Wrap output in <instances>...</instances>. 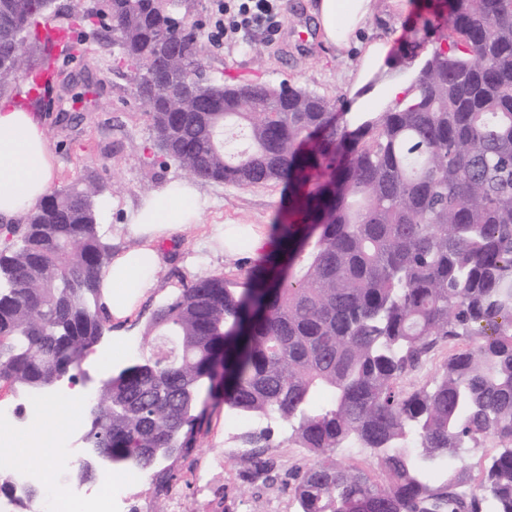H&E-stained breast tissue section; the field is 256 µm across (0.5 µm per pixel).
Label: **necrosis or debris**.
<instances>
[{"mask_svg": "<svg viewBox=\"0 0 512 512\" xmlns=\"http://www.w3.org/2000/svg\"><path fill=\"white\" fill-rule=\"evenodd\" d=\"M185 485L158 484L155 479L139 472L115 474L96 484H62L59 475L27 467L17 468L13 474V494L0 498V512H15L17 496L26 493L30 485L46 487V512H149L155 496H165L169 512H183V487H190L205 507V512H224V488L228 478L224 472L223 457L195 461L186 467Z\"/></svg>", "mask_w": 512, "mask_h": 512, "instance_id": "obj_1", "label": "necrosis or debris"}]
</instances>
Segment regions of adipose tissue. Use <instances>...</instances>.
Masks as SVG:
<instances>
[{
	"label": "adipose tissue",
	"mask_w": 512,
	"mask_h": 512,
	"mask_svg": "<svg viewBox=\"0 0 512 512\" xmlns=\"http://www.w3.org/2000/svg\"><path fill=\"white\" fill-rule=\"evenodd\" d=\"M376 11L377 0H316L313 9L324 42L339 50L356 41ZM392 43L386 37L360 45L361 66L350 80L351 111H363L368 100L386 106L408 90V81L389 75L396 64ZM53 179L44 130L29 113L0 103V222L24 216L49 194ZM205 206L196 180L179 179L155 189L128 212L126 230L136 244L115 253L100 279L102 299L115 320L128 318L157 287L164 244L183 225L198 223Z\"/></svg>",
	"instance_id": "obj_1"
}]
</instances>
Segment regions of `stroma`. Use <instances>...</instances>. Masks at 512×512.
<instances>
[{"label": "stroma", "mask_w": 512, "mask_h": 512, "mask_svg": "<svg viewBox=\"0 0 512 512\" xmlns=\"http://www.w3.org/2000/svg\"><path fill=\"white\" fill-rule=\"evenodd\" d=\"M315 0H282L281 30L275 40L257 34L239 42L211 41L213 0H185L189 22L197 23L206 40L205 72L210 81L221 84L240 80L271 86L287 82L317 93L344 110L348 102L349 74L359 63V52L351 48L344 54L327 47L321 39L312 12ZM68 71L89 72L93 98L86 102L62 99L61 88L49 92V99H62V110L35 113L42 123L55 160L54 187L87 176H95L106 191L99 207V222L104 235L116 248L135 246L125 235L114 237L115 226L126 223V209L158 188L162 183L186 178L176 164L151 165L149 146L152 127L146 108L136 90V76L121 60L109 32L91 37L80 60L64 65ZM199 190L209 201L198 223L177 232L181 247L165 273V287L153 290L131 317V338L124 342L117 366L149 359L154 342L146 334L153 311L171 300L176 290L197 278L224 274L243 279L259 261L247 250L226 253L208 241L212 227L219 224H256L266 235H274L278 214L288 205V189L282 184L238 187L231 184L200 183ZM31 394L0 383V400L17 404L18 416L1 441L9 444L20 465L40 467L42 451L28 439L32 414ZM235 415L223 406L209 407L207 421L197 433L191 458L224 457V470L238 479L227 486L226 494L238 512L251 506L264 512H297L292 485H274L272 491L257 492L254 483L243 479L246 448H225L224 432L231 429Z\"/></svg>", "instance_id": "obj_1"}]
</instances>
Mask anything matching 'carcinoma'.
I'll use <instances>...</instances> for the list:
<instances>
[{"mask_svg": "<svg viewBox=\"0 0 512 512\" xmlns=\"http://www.w3.org/2000/svg\"><path fill=\"white\" fill-rule=\"evenodd\" d=\"M181 0H111L88 23L116 28L123 58L151 77L161 156L204 182L284 183L278 245L238 284L199 278L154 310L147 333L179 356L134 362L97 391L85 442L145 471L175 437L193 447L207 421L186 388L222 367L209 392L235 415L273 416L312 457L295 476L299 512H512V0H424L401 60L427 50L404 98L357 120L294 85L214 84L192 98L177 76L203 72L199 27ZM0 10V95L23 45L55 59L37 33L55 0ZM104 186L74 180L11 226L0 252V382L46 393L75 378L111 329L100 277L112 246L97 206ZM441 342L463 344L432 379L403 380ZM500 443L476 491L462 453ZM363 448L383 485L335 453ZM253 474L274 477L260 435Z\"/></svg>", "mask_w": 512, "mask_h": 512, "instance_id": "obj_1", "label": "carcinoma"}]
</instances>
